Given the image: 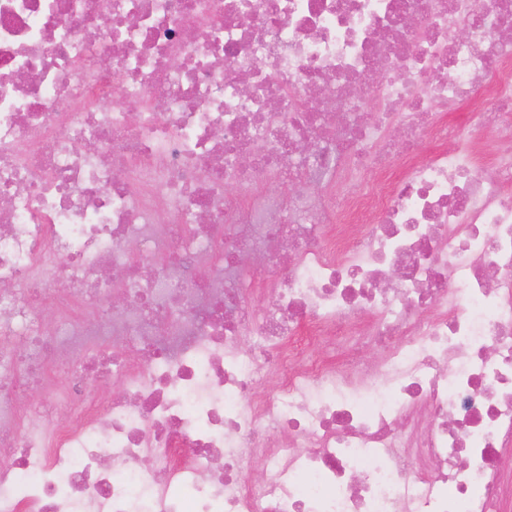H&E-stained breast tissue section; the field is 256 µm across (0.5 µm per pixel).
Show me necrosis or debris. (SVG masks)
Returning a JSON list of instances; mask_svg holds the SVG:
<instances>
[{"mask_svg":"<svg viewBox=\"0 0 512 512\" xmlns=\"http://www.w3.org/2000/svg\"><path fill=\"white\" fill-rule=\"evenodd\" d=\"M0 512H512V0H0Z\"/></svg>","mask_w":512,"mask_h":512,"instance_id":"obj_1","label":"necrosis or debris"}]
</instances>
